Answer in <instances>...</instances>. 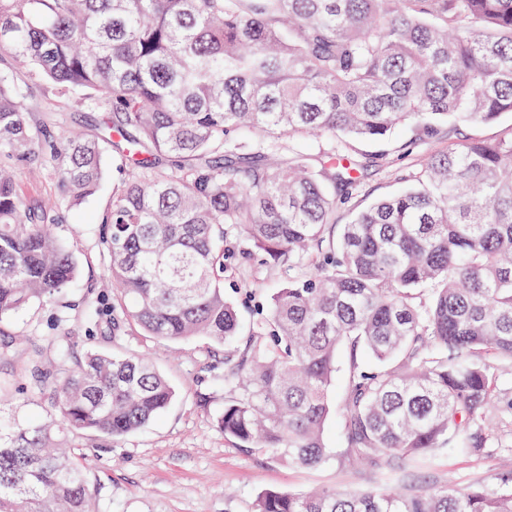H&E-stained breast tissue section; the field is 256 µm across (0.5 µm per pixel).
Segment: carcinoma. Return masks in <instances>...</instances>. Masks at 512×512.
<instances>
[{
  "label": "carcinoma",
  "instance_id": "obj_1",
  "mask_svg": "<svg viewBox=\"0 0 512 512\" xmlns=\"http://www.w3.org/2000/svg\"><path fill=\"white\" fill-rule=\"evenodd\" d=\"M0 323L74 280L54 210L16 180L50 163L70 207L125 179L101 217L121 312L158 340L238 333L224 298V225L274 263L308 255L273 296L269 342L237 352L216 422L241 446L291 465L326 458L323 427L340 348L347 454L378 472L426 469L441 450L503 448L512 397L485 354L512 364V133L428 156L414 185L336 225L338 185L362 165L345 142L416 125L512 113V0H0ZM112 115L87 140L34 141L21 77ZM329 137L314 157L260 158L280 136ZM53 419L0 424V512H92L84 458L50 447L64 426L110 439L170 404L144 356L89 352L38 380ZM252 512H512V492L448 484L405 491H267Z\"/></svg>",
  "mask_w": 512,
  "mask_h": 512
}]
</instances>
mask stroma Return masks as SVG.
<instances>
[{
    "instance_id": "1",
    "label": "stroma",
    "mask_w": 512,
    "mask_h": 512,
    "mask_svg": "<svg viewBox=\"0 0 512 512\" xmlns=\"http://www.w3.org/2000/svg\"><path fill=\"white\" fill-rule=\"evenodd\" d=\"M21 92L28 103L26 124L34 137L79 132L96 135L106 118L102 112L82 109V90L54 94L40 78H23ZM512 131V114L494 123H464L430 139L416 128L401 129L380 144L349 141L348 153L364 169L353 187L336 189V221L346 223L351 212L387 196L411 180L425 159L463 140L499 139ZM115 152L105 154L104 173L97 192L80 206L62 205L52 169L35 164L18 172L21 191L33 205L54 207L59 218L55 232L69 241L80 264L77 277L55 302H35L19 315L0 322V419L29 423L45 420L47 402L31 376L34 363L62 377L56 351L48 337L58 335L55 318L65 315L70 329L67 346L71 361L82 360L91 347L106 348V327L85 322L89 296H98L110 308L113 296L105 280V263L99 249L100 217L124 179ZM224 249L230 259L224 270V296L240 316L237 346L264 336L273 293L295 275V268L273 264L252 252L242 225L224 227ZM119 349L127 355H148L175 388L177 396L161 416L144 429L111 440L89 432L59 433V447L83 454L94 512H252L256 498L270 490L307 494L318 490L353 492L379 480L405 487L452 482L465 489L482 482L494 491H512V450L489 448L476 457L440 454L430 470L412 469L379 477L349 466L341 413L346 379L338 366L329 391L331 413L323 437L327 459L320 466H292L268 454L241 447L216 423L224 406V347L202 339L160 342L143 335L138 327L122 323Z\"/></svg>"
}]
</instances>
